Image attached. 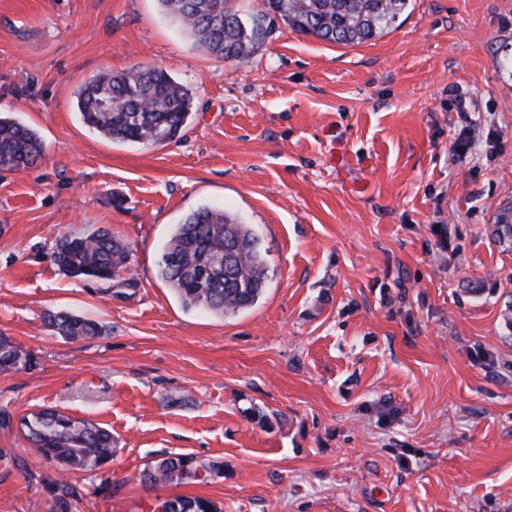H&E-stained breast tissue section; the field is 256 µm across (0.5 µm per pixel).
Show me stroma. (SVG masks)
Instances as JSON below:
<instances>
[{"label": "stroma", "instance_id": "1", "mask_svg": "<svg viewBox=\"0 0 512 512\" xmlns=\"http://www.w3.org/2000/svg\"><path fill=\"white\" fill-rule=\"evenodd\" d=\"M246 61L200 49L158 0H0V116L45 153L0 171V512H512V0H411L340 46L276 15ZM156 66L193 94L164 146L86 127L92 77ZM237 213L271 279L228 317L156 275L175 224ZM106 228L128 283L53 264L55 238ZM100 322L67 340L51 313ZM52 408L109 429L92 472L37 459L16 424ZM224 463L198 485L142 482L169 455ZM73 494L62 497L61 485ZM33 355L14 344L8 337L0 336V373L31 369ZM170 503V511L162 512H222L217 504L200 496H175Z\"/></svg>", "mask_w": 512, "mask_h": 512}]
</instances>
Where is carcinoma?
I'll return each instance as SVG.
<instances>
[{
    "mask_svg": "<svg viewBox=\"0 0 512 512\" xmlns=\"http://www.w3.org/2000/svg\"><path fill=\"white\" fill-rule=\"evenodd\" d=\"M206 52L222 60L243 61L262 41L261 16L244 15L232 0H158ZM409 0H264L292 30L322 41L354 46L392 28ZM83 124L119 142L146 146L179 137L193 108L190 90L159 67L133 66L104 72L85 83L77 102ZM43 142L30 127L0 117V170L23 171L43 156ZM493 232L512 242V207L496 216ZM231 249L233 274L224 275V251ZM54 264L67 276L100 284L124 281L129 248L106 230L59 236L52 247ZM270 268L254 227L224 209L198 208L187 214L167 241L158 264L159 278L187 309L230 316L252 307L270 279ZM47 324L70 340L102 334L99 322L71 313L48 314ZM33 355L0 336V373L33 367ZM35 453L65 472L93 471L112 461V433L97 423L54 409L20 418ZM224 472V463L187 456L157 459L141 480L152 485H194ZM170 512H222L200 496H175Z\"/></svg>",
    "mask_w": 512,
    "mask_h": 512,
    "instance_id": "1",
    "label": "carcinoma"
}]
</instances>
